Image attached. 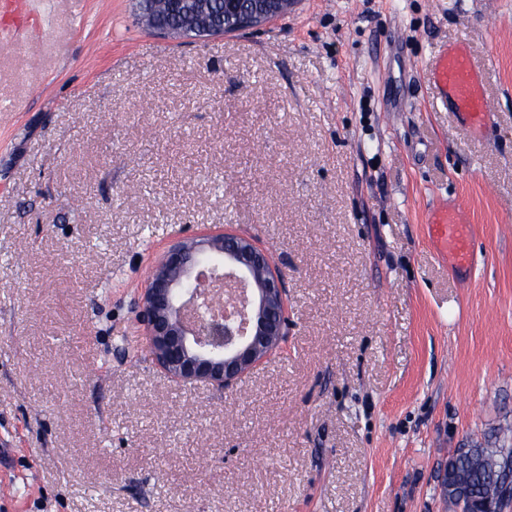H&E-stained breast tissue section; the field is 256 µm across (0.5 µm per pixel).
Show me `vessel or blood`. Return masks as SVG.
Instances as JSON below:
<instances>
[{
    "instance_id": "vessel-or-blood-1",
    "label": "vessel or blood",
    "mask_w": 512,
    "mask_h": 512,
    "mask_svg": "<svg viewBox=\"0 0 512 512\" xmlns=\"http://www.w3.org/2000/svg\"><path fill=\"white\" fill-rule=\"evenodd\" d=\"M430 73L442 103L473 135H482L491 128L492 106L482 91L481 67L463 44L456 43L440 51L430 63ZM427 231L452 271L465 273L470 270L475 227L464 219L459 209L444 204L436 206Z\"/></svg>"
}]
</instances>
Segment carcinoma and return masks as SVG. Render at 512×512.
Returning a JSON list of instances; mask_svg holds the SVG:
<instances>
[{
    "instance_id": "obj_1",
    "label": "carcinoma",
    "mask_w": 512,
    "mask_h": 512,
    "mask_svg": "<svg viewBox=\"0 0 512 512\" xmlns=\"http://www.w3.org/2000/svg\"><path fill=\"white\" fill-rule=\"evenodd\" d=\"M158 2L155 25L164 27L180 22L179 8L165 0ZM501 453L500 448H475L466 452L457 451L448 458V476L458 489L457 501L471 512L494 495L498 484L507 478L499 464Z\"/></svg>"
}]
</instances>
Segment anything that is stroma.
I'll return each instance as SVG.
<instances>
[{
    "instance_id": "obj_1",
    "label": "stroma",
    "mask_w": 512,
    "mask_h": 512,
    "mask_svg": "<svg viewBox=\"0 0 512 512\" xmlns=\"http://www.w3.org/2000/svg\"><path fill=\"white\" fill-rule=\"evenodd\" d=\"M34 3L0 48V512H455L449 456L512 448V0H296L205 40ZM456 42L482 138L432 86ZM219 230L270 252L292 321L221 393L134 327L168 241ZM426 227L429 238L448 267L454 272L467 273L472 265L475 226L464 219L459 209L448 208V203H444L432 210Z\"/></svg>"
}]
</instances>
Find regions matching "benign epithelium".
<instances>
[{
    "mask_svg": "<svg viewBox=\"0 0 512 512\" xmlns=\"http://www.w3.org/2000/svg\"><path fill=\"white\" fill-rule=\"evenodd\" d=\"M223 28L208 17L213 0H185L182 23L163 37L202 39L253 28L284 14L294 0H243ZM285 279L268 252L245 234L175 238L152 266L137 320L155 365L173 381L224 392L283 349L289 336ZM512 486L487 505L506 512Z\"/></svg>",
    "mask_w": 512,
    "mask_h": 512,
    "instance_id": "7a95c632",
    "label": "benign epithelium"
}]
</instances>
